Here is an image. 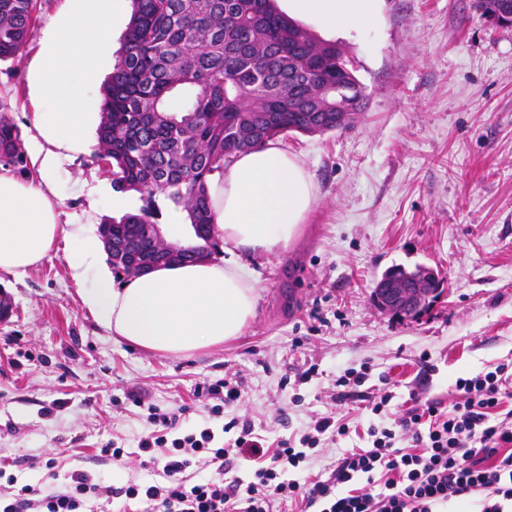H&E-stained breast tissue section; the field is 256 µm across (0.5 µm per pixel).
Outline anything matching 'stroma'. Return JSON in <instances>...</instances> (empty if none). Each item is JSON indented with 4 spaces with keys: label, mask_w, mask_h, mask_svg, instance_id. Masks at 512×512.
Listing matches in <instances>:
<instances>
[{
    "label": "stroma",
    "mask_w": 512,
    "mask_h": 512,
    "mask_svg": "<svg viewBox=\"0 0 512 512\" xmlns=\"http://www.w3.org/2000/svg\"><path fill=\"white\" fill-rule=\"evenodd\" d=\"M66 0H40L34 37L0 63V106L32 159L43 106L29 72ZM366 100L347 128L294 132L317 188L299 238L279 255L247 256L258 280L242 336L188 356H165L112 335L82 304L69 263L75 243L14 276L0 272L12 313L0 322V469L11 491L63 487L76 472L120 488L148 481L135 451L152 414L182 432L226 419L251 421L265 444L300 437L317 417L349 436L311 451L295 478L326 479L345 451L362 447L374 417L362 401L331 399L338 377L367 371L366 386L458 400L455 382L512 360V26L491 25L474 0H381L372 25L332 38ZM63 224H101L138 212L137 192L116 208L112 178L92 151L61 153L48 173ZM394 265L424 266L443 292L415 319L371 301ZM317 369L303 385L299 370ZM233 377L237 406L212 416L198 386ZM126 450L122 462L103 448Z\"/></svg>",
    "instance_id": "stroma-1"
}]
</instances>
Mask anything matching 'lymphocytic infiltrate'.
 Instances as JSON below:
<instances>
[{
	"instance_id": "f902f5d3",
	"label": "lymphocytic infiltrate",
	"mask_w": 512,
	"mask_h": 512,
	"mask_svg": "<svg viewBox=\"0 0 512 512\" xmlns=\"http://www.w3.org/2000/svg\"><path fill=\"white\" fill-rule=\"evenodd\" d=\"M459 401L413 397L388 427L369 426L366 447L336 462L328 478L305 489L292 475L322 442L348 435L332 415L319 417L299 444L290 439L265 449L251 423L231 418L229 439L217 443L211 428L172 440L176 416L154 417L159 434L140 440L154 479L124 488L126 499L144 512H274L299 500L310 512H434L436 505L483 494L481 512H505L512 502V362L474 377L458 378ZM252 462L251 479L228 478L233 457ZM381 474L382 487H363L362 476ZM104 491L85 473H75L63 489L49 493L23 486L22 497L0 512H82Z\"/></svg>"
}]
</instances>
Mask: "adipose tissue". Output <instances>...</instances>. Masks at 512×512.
I'll return each mask as SVG.
<instances>
[{"instance_id":"obj_1","label":"adipose tissue","mask_w":512,"mask_h":512,"mask_svg":"<svg viewBox=\"0 0 512 512\" xmlns=\"http://www.w3.org/2000/svg\"><path fill=\"white\" fill-rule=\"evenodd\" d=\"M68 12L45 44L33 80L39 97L55 108L33 115L40 137L55 148L86 150L88 115L80 81L100 77L99 61L112 43V0H69ZM380 0H279V9L323 30L367 27ZM214 228L226 256L160 266L127 280L106 266L100 236L85 224L58 221L60 202L34 178L0 171V271L23 274L40 265L61 241L77 250L75 283L95 273L81 297L90 314L127 342L169 356H184L241 336L255 314L257 281L241 254H278L297 238L316 203L315 185L299 157L275 142L235 155L210 188Z\"/></svg>"}]
</instances>
